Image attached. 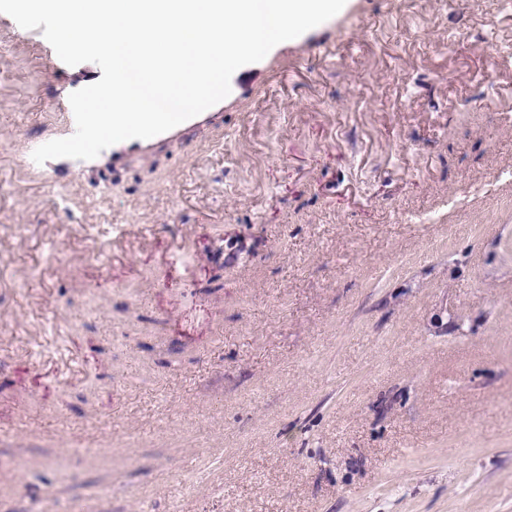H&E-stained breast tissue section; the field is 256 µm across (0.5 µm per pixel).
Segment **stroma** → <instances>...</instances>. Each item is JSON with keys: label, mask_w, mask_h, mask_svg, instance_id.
I'll list each match as a JSON object with an SVG mask.
<instances>
[{"label": "stroma", "mask_w": 512, "mask_h": 512, "mask_svg": "<svg viewBox=\"0 0 512 512\" xmlns=\"http://www.w3.org/2000/svg\"><path fill=\"white\" fill-rule=\"evenodd\" d=\"M96 69L0 24V151ZM231 81L0 161V512H512V0H356ZM42 144H44V143H42ZM42 144L34 145L29 150L22 153V155L20 157V163L22 166L29 168V169H33V170H38L45 176L54 177V176H57L59 174V172L62 170H67V171L79 170L80 168L87 166L94 160V159L93 160H78V159H73V158H55V159H51L54 162L53 165L48 164L49 160L46 161L42 165H38L33 161L31 155H32V152L38 146H40Z\"/></svg>", "instance_id": "35a3bbf8"}]
</instances>
